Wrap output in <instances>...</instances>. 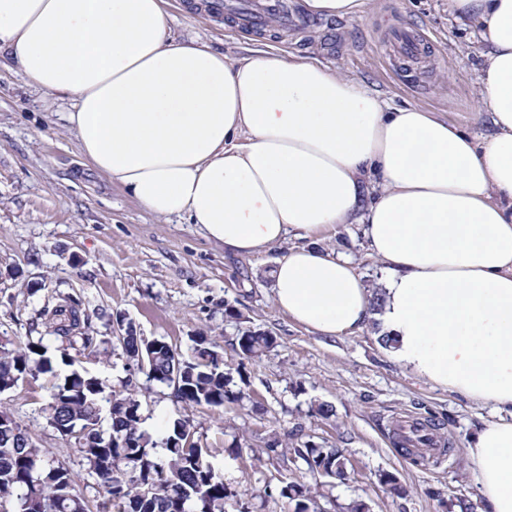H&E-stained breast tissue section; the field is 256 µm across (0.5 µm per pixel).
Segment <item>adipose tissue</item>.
Here are the masks:
<instances>
[{
	"label": "adipose tissue",
	"mask_w": 512,
	"mask_h": 512,
	"mask_svg": "<svg viewBox=\"0 0 512 512\" xmlns=\"http://www.w3.org/2000/svg\"><path fill=\"white\" fill-rule=\"evenodd\" d=\"M163 2L0 0V60L71 100L83 156L147 212L233 256L288 243L282 314L324 336L375 322L408 371L492 406L467 462L487 512H512V0H448L486 45L482 136L315 59L176 38ZM336 224L361 227L381 290L311 247Z\"/></svg>",
	"instance_id": "ef3b65f1"
}]
</instances>
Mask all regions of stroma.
I'll return each instance as SVG.
<instances>
[{
    "mask_svg": "<svg viewBox=\"0 0 512 512\" xmlns=\"http://www.w3.org/2000/svg\"><path fill=\"white\" fill-rule=\"evenodd\" d=\"M191 2L165 0L173 35L199 39L233 59L246 56L251 32L225 15L192 11ZM401 31L425 37L420 63L395 58ZM272 44L289 57L318 58L392 105L424 108L477 135L491 130L479 95L484 43L474 27L455 19L448 0H364L355 17L309 18L282 27ZM70 108V100L0 69V269L7 273L0 279V345L26 341L45 303L71 298L112 350L107 361L79 355L75 365L115 386L127 376V361L117 350V316L132 320L141 336L184 353L192 336H207L232 369L241 331H270L275 348L246 365L244 407L201 406L192 414L198 435L217 449L215 464L227 483L242 494L280 475L314 483L303 462L282 467L261 456L272 438L309 440L343 449L352 463L348 479L321 500L323 512H345L355 501L368 503L370 512H459L463 501L470 512H486L466 457L489 408L404 369L378 343L373 325L327 337L280 313L270 272L284 247L230 257L194 225L145 211L90 168L64 119ZM318 244L349 254L369 286L383 279L358 225L327 228ZM228 306L234 316L225 314ZM49 386L46 375L22 380L0 395V407L55 463L80 474L82 494L100 502L103 491L85 474L74 441L46 423ZM321 402L332 406L330 419L311 416V404ZM406 416L439 424L450 446L441 464L417 467L401 454L392 423ZM232 426L248 441L237 456L227 450ZM381 470L395 473L406 495L380 485Z\"/></svg>",
    "mask_w": 512,
    "mask_h": 512,
    "instance_id": "stroma-1",
    "label": "stroma"
}]
</instances>
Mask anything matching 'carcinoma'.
Segmentation results:
<instances>
[{
  "instance_id": "cac0c4a2",
  "label": "carcinoma",
  "mask_w": 512,
  "mask_h": 512,
  "mask_svg": "<svg viewBox=\"0 0 512 512\" xmlns=\"http://www.w3.org/2000/svg\"><path fill=\"white\" fill-rule=\"evenodd\" d=\"M43 316L46 334L58 343L60 356L49 352L42 336L12 348L0 346V395L27 376H50L47 425L75 440L88 475L100 481L117 512H227L230 501L238 505L237 512H249L243 495L217 472L216 451L196 436L189 411L241 403L245 394L234 376H243L245 363L275 347L271 332H242L237 339L240 362L233 372L224 368L216 344L205 336L191 337V353L185 356L163 340L141 336L125 322L117 340L129 364L145 376L146 386L168 387L176 373L182 382L173 395L179 409L157 440L144 427L141 399L129 389L132 379L122 382L117 392L85 369L58 374V364L72 365L71 349L95 358L109 354L97 343L79 304L46 307ZM293 453L310 473L323 478L320 488L314 491L282 476L265 485L264 497L282 503L284 512H321L318 499L328 497L321 488L345 481L350 461L342 449L315 443ZM77 479L71 470L54 465L12 415L0 410V512H92L91 501L76 490Z\"/></svg>"
}]
</instances>
